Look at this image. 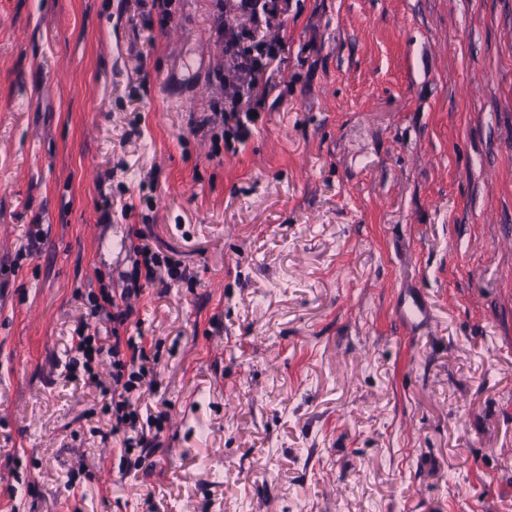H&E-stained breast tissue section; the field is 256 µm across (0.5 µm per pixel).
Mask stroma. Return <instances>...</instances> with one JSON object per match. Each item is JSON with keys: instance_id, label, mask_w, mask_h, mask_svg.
Masks as SVG:
<instances>
[{"instance_id": "35a3bbf8", "label": "stroma", "mask_w": 512, "mask_h": 512, "mask_svg": "<svg viewBox=\"0 0 512 512\" xmlns=\"http://www.w3.org/2000/svg\"><path fill=\"white\" fill-rule=\"evenodd\" d=\"M212 8L149 42L134 0H0V512H512V0H291L241 140L194 128ZM145 225L183 276L116 330ZM116 332L154 355L125 455ZM397 311L400 318L405 323L414 326H419L429 318L426 305L415 297L399 299L397 302ZM91 326L86 322H81L74 328L70 336L68 344V352L71 355L68 368V379L70 381L76 380L74 370L82 365L85 372L91 373L92 363L95 361L96 356H100L102 349L95 347L96 342V328L94 334H90Z\"/></svg>"}]
</instances>
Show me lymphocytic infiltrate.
Masks as SVG:
<instances>
[{"label": "lymphocytic infiltrate", "mask_w": 512, "mask_h": 512, "mask_svg": "<svg viewBox=\"0 0 512 512\" xmlns=\"http://www.w3.org/2000/svg\"><path fill=\"white\" fill-rule=\"evenodd\" d=\"M289 0H213L212 23L217 42L224 52V95L214 100L211 111L222 124H241L243 116L252 115L263 107L272 88L273 78L280 71L282 40L269 37V30L287 16ZM248 16L251 25L244 29L228 27L224 17L228 11ZM138 243L128 283L119 296L103 294L104 303L113 306L109 319L114 326H122L133 314L130 296L139 294L143 283L153 282L163 257L152 247L144 230H137ZM96 338L87 323L74 328L68 344L69 369L91 371L96 356L105 351L95 345ZM112 360V385L103 389L105 407L123 428V447L143 444L145 437L137 423L139 416L131 402L148 371L150 360L144 337L115 338L109 351Z\"/></svg>", "instance_id": "1"}]
</instances>
